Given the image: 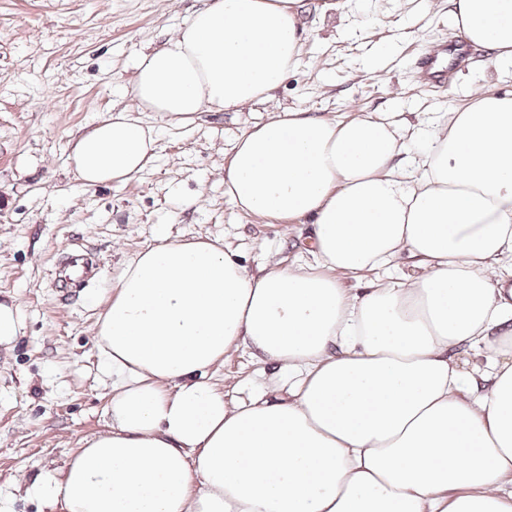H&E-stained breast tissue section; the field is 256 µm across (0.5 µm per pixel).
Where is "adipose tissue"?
Instances as JSON below:
<instances>
[{
  "label": "adipose tissue",
  "mask_w": 512,
  "mask_h": 512,
  "mask_svg": "<svg viewBox=\"0 0 512 512\" xmlns=\"http://www.w3.org/2000/svg\"><path fill=\"white\" fill-rule=\"evenodd\" d=\"M448 2L490 65L512 64V0ZM299 5L206 0L141 56L134 108L74 142L81 185L150 163L140 113L267 98L295 66ZM224 194L312 218L311 260L138 252L95 323L109 428L47 475V512H512V92L426 127L284 111L237 138ZM404 258L411 273L377 278ZM242 347L291 380L230 409L208 373Z\"/></svg>",
  "instance_id": "1"
}]
</instances>
